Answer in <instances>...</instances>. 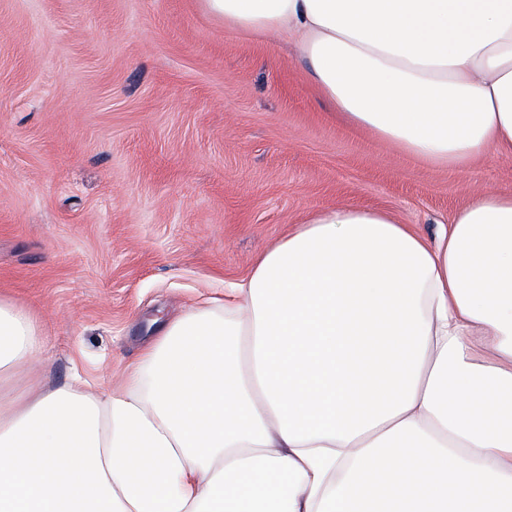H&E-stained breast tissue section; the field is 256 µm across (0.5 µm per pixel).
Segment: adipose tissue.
Instances as JSON below:
<instances>
[{
	"label": "adipose tissue",
	"instance_id": "adipose-tissue-1",
	"mask_svg": "<svg viewBox=\"0 0 512 512\" xmlns=\"http://www.w3.org/2000/svg\"><path fill=\"white\" fill-rule=\"evenodd\" d=\"M288 39L353 127L432 165L512 155V0H200ZM44 345L0 300V375ZM105 403L0 406V512H512V191L427 240L309 212Z\"/></svg>",
	"mask_w": 512,
	"mask_h": 512
}]
</instances>
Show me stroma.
I'll return each instance as SVG.
<instances>
[{"label": "stroma", "mask_w": 512, "mask_h": 512, "mask_svg": "<svg viewBox=\"0 0 512 512\" xmlns=\"http://www.w3.org/2000/svg\"><path fill=\"white\" fill-rule=\"evenodd\" d=\"M512 156L440 168L349 126L287 42L199 0H0V297L32 370L105 397L159 322L207 308L317 208L435 238ZM44 345L34 316L25 308L0 299V384L15 367L25 363Z\"/></svg>", "instance_id": "35a3bbf8"}]
</instances>
